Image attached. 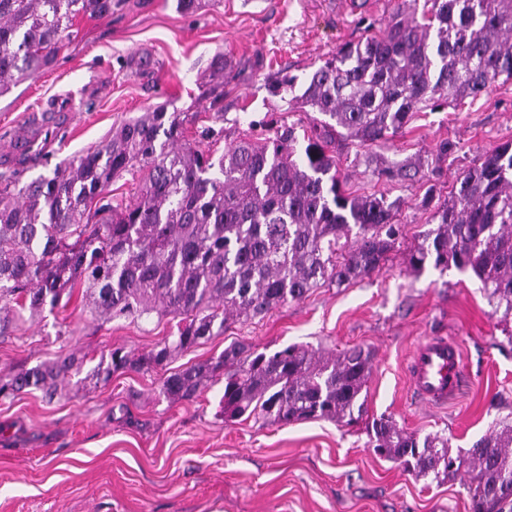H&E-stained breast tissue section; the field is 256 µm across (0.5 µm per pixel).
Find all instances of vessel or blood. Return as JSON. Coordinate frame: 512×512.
<instances>
[{
  "instance_id": "vessel-or-blood-1",
  "label": "vessel or blood",
  "mask_w": 512,
  "mask_h": 512,
  "mask_svg": "<svg viewBox=\"0 0 512 512\" xmlns=\"http://www.w3.org/2000/svg\"><path fill=\"white\" fill-rule=\"evenodd\" d=\"M462 371L457 345L452 341L432 339L417 348L411 365L414 389L431 404H443L460 388Z\"/></svg>"
}]
</instances>
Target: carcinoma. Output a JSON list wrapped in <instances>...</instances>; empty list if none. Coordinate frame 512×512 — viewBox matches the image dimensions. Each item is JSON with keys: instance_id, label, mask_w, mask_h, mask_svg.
<instances>
[{"instance_id": "cac0c4a2", "label": "carcinoma", "mask_w": 512, "mask_h": 512, "mask_svg": "<svg viewBox=\"0 0 512 512\" xmlns=\"http://www.w3.org/2000/svg\"><path fill=\"white\" fill-rule=\"evenodd\" d=\"M417 17L404 0L373 36L336 49L315 68L298 99L318 116L300 138L293 125L228 145L215 158L186 142L175 112L147 111L52 174L0 190V301L17 313L82 299L100 320L179 318L177 333L142 354L115 348L91 374L164 368L238 321L300 300L325 283L342 285L380 270L401 236L397 202L352 195L336 170V145L383 146L423 108L458 105L512 80V0H427ZM128 0H0V95L50 67L80 16L108 19ZM203 97L218 113L227 55L212 60ZM428 160L373 173L412 181ZM143 173L137 199L114 206L109 187ZM435 227L409 253L416 271H470L501 320L512 319V143L486 152L433 205ZM77 365L59 357L13 375L0 395L39 389L51 396ZM373 365L353 347L325 355L303 345L272 354L232 344L218 356L170 372L160 394L196 398L224 380V418L271 425L311 419L347 424L364 412ZM367 447L379 457L434 478L469 475L471 512H512V424L461 455L448 438L419 440L390 417L373 420Z\"/></svg>"}]
</instances>
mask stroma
Instances as JSON below:
<instances>
[{
  "label": "stroma",
  "instance_id": "stroma-1",
  "mask_svg": "<svg viewBox=\"0 0 512 512\" xmlns=\"http://www.w3.org/2000/svg\"><path fill=\"white\" fill-rule=\"evenodd\" d=\"M176 0H149L109 19H76L52 67L0 95V174L29 182L105 141L113 128L155 108L180 113L192 147L223 154L268 119L307 125L291 92L272 93L283 75L303 86L344 43L384 22L395 0H202L191 15ZM229 53L224 119L213 122L199 86L214 55ZM455 153L439 158L441 141ZM512 140V81L459 109L418 113L378 163L428 157L413 184L378 179L350 142L336 154L345 188L398 202L402 235L378 273L325 286L266 315L236 323L178 355L206 360L232 342L273 352L291 344L328 353L352 346L374 354L369 416L387 415L424 437L447 435L453 451L471 448L496 424L512 421V345L470 274L414 271L410 250L431 228L420 201L427 188L449 195L459 174ZM169 317L104 323L73 296L67 307L12 319L0 337V380L72 354L79 374L54 399L41 391L0 396V512H471L467 474L422 478L367 448L365 424L329 420L284 426L228 420L222 384L190 402L159 395L163 370L90 376L101 352H146L169 336ZM432 336L459 347L463 378L447 404L422 402L408 378L414 348Z\"/></svg>",
  "mask_w": 512,
  "mask_h": 512
}]
</instances>
